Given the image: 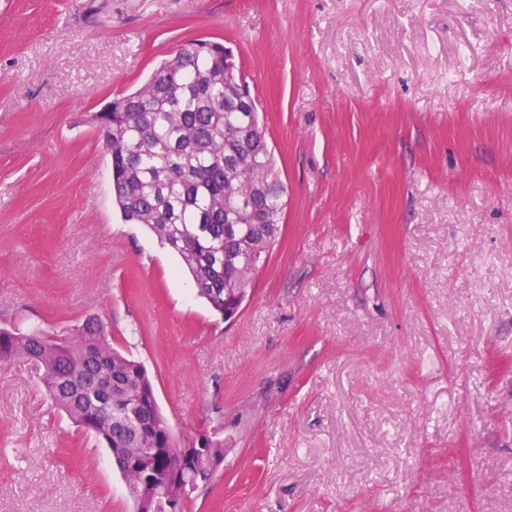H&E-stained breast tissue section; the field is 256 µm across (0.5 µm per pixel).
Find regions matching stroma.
Returning <instances> with one entry per match:
<instances>
[{
  "mask_svg": "<svg viewBox=\"0 0 512 512\" xmlns=\"http://www.w3.org/2000/svg\"><path fill=\"white\" fill-rule=\"evenodd\" d=\"M195 39L287 188L229 322L123 223L92 121ZM90 317L224 434L186 512H512V0H0V324ZM42 376L0 364V512H133Z\"/></svg>",
  "mask_w": 512,
  "mask_h": 512,
  "instance_id": "1",
  "label": "stroma"
}]
</instances>
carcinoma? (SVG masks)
Wrapping results in <instances>:
<instances>
[{
	"label": "carcinoma",
	"mask_w": 512,
	"mask_h": 512,
	"mask_svg": "<svg viewBox=\"0 0 512 512\" xmlns=\"http://www.w3.org/2000/svg\"><path fill=\"white\" fill-rule=\"evenodd\" d=\"M246 87L223 45L196 39L117 99L123 111L93 116L123 221L178 254L196 295L228 317L278 241L286 193L258 109L238 101ZM17 356L36 361L57 409L125 463L127 485L141 489L135 512H153L155 483L184 512L224 461L220 434L176 435L147 369L112 345L102 323L88 319L68 336L1 326L0 363ZM140 448L156 453L143 459Z\"/></svg>",
	"instance_id": "cac0c4a2"
}]
</instances>
